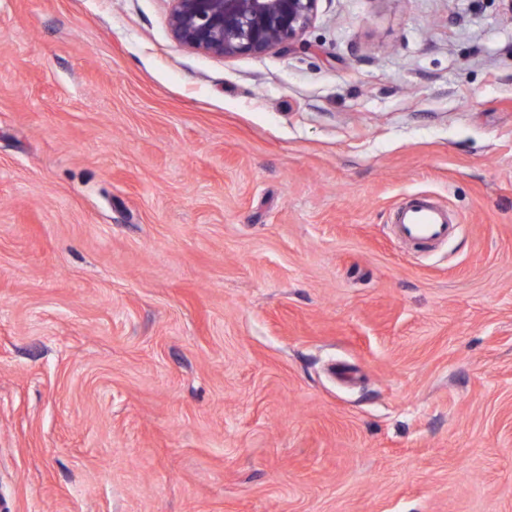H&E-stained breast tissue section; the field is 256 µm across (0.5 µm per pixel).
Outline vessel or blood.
Here are the masks:
<instances>
[{"instance_id":"vessel-or-blood-1","label":"vessel or blood","mask_w":512,"mask_h":512,"mask_svg":"<svg viewBox=\"0 0 512 512\" xmlns=\"http://www.w3.org/2000/svg\"><path fill=\"white\" fill-rule=\"evenodd\" d=\"M396 229L404 240L428 247L446 241L458 226L446 209L425 197L415 196L398 210Z\"/></svg>"}]
</instances>
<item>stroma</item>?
Instances as JSON below:
<instances>
[{"mask_svg": "<svg viewBox=\"0 0 512 512\" xmlns=\"http://www.w3.org/2000/svg\"><path fill=\"white\" fill-rule=\"evenodd\" d=\"M170 10L0 0V512H512V0ZM169 27L204 55L261 54L293 45L317 13L319 0H170ZM448 211L423 196H414L396 215V229L404 240L421 247L442 243L459 228Z\"/></svg>", "mask_w": 512, "mask_h": 512, "instance_id": "35a3bbf8", "label": "stroma"}]
</instances>
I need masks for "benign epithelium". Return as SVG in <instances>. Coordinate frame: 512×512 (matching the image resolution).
Returning a JSON list of instances; mask_svg holds the SVG:
<instances>
[{
  "instance_id": "benign-epithelium-1",
  "label": "benign epithelium",
  "mask_w": 512,
  "mask_h": 512,
  "mask_svg": "<svg viewBox=\"0 0 512 512\" xmlns=\"http://www.w3.org/2000/svg\"><path fill=\"white\" fill-rule=\"evenodd\" d=\"M169 27L204 55L261 54L300 40L319 0H170Z\"/></svg>"
}]
</instances>
